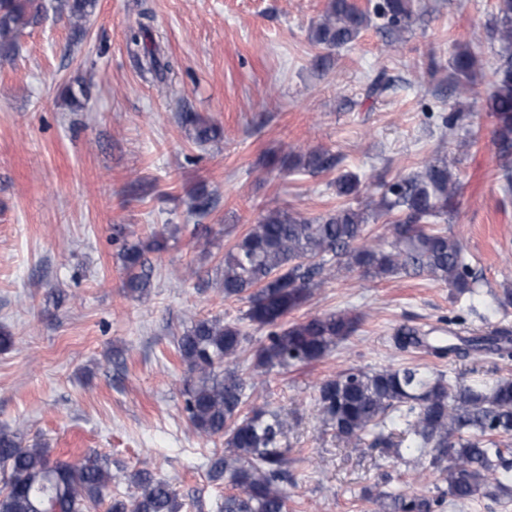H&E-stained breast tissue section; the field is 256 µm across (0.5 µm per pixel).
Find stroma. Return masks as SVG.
<instances>
[{"mask_svg": "<svg viewBox=\"0 0 512 512\" xmlns=\"http://www.w3.org/2000/svg\"><path fill=\"white\" fill-rule=\"evenodd\" d=\"M57 3L45 0L14 59H0V332L13 338L0 350V429L62 459L153 470L180 512H218L225 487L209 464L224 442L189 424L191 375L175 344L198 318L242 322L246 301L222 293L225 253L268 210L335 209L337 173L357 174L367 202L449 155L460 190L440 228L462 243L478 294L456 303L422 275L341 273L285 321L347 310L362 315L358 331L321 361L272 370L253 387L252 405L292 422L282 442L289 512H372L363 490L405 489L413 456L385 459L337 438L319 418L316 383L409 364L467 381L471 361L395 350L394 330L456 315L469 328L512 326V308L495 310L491 299L512 289V196L501 190L493 120L474 112L446 135L435 120L455 103L457 45L477 44L484 67L494 63L495 0H427L429 13L397 43L368 27L323 72L308 35L327 0H97L78 29ZM146 15L174 66L163 83L127 45ZM380 70L394 85L367 96ZM185 112L220 136L197 142ZM310 149L329 151L335 169L291 170V155ZM202 190L216 201L205 216L193 209ZM125 242L147 246L153 277L140 297L124 288Z\"/></svg>", "mask_w": 512, "mask_h": 512, "instance_id": "1", "label": "stroma"}]
</instances>
